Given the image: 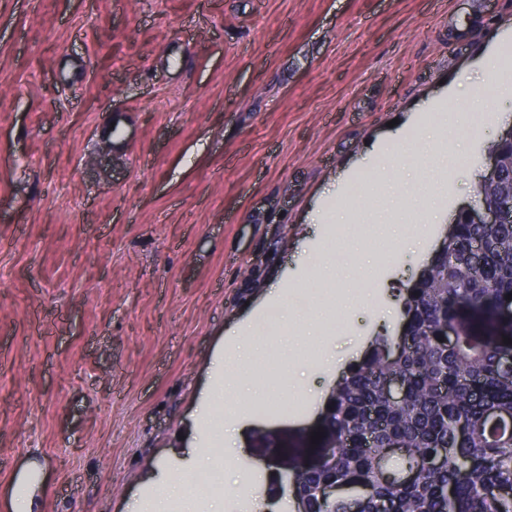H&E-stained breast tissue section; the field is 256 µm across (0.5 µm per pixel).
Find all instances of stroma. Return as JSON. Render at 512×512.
Masks as SVG:
<instances>
[{
    "mask_svg": "<svg viewBox=\"0 0 512 512\" xmlns=\"http://www.w3.org/2000/svg\"><path fill=\"white\" fill-rule=\"evenodd\" d=\"M510 28L512 0H0V512H126L169 476L171 512H207L200 398L278 285L282 341L246 373L299 387L285 412L231 407L264 490L221 493L291 503L285 447L478 205ZM452 86L454 113L430 109ZM411 112L473 118V167L399 137Z\"/></svg>",
    "mask_w": 512,
    "mask_h": 512,
    "instance_id": "obj_1",
    "label": "stroma"
}]
</instances>
